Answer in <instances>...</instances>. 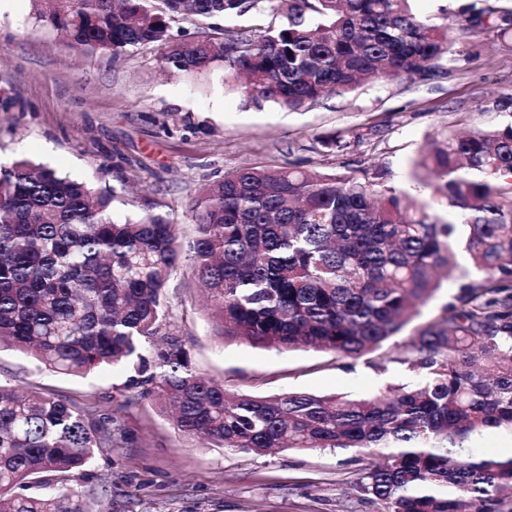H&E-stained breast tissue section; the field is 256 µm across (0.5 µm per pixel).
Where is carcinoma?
I'll use <instances>...</instances> for the list:
<instances>
[{
  "label": "carcinoma",
  "mask_w": 512,
  "mask_h": 512,
  "mask_svg": "<svg viewBox=\"0 0 512 512\" xmlns=\"http://www.w3.org/2000/svg\"><path fill=\"white\" fill-rule=\"evenodd\" d=\"M468 17L512 31V7L482 0ZM32 18L83 54L157 45L163 67L220 64L255 100L289 108L366 79H414L455 53L448 28L410 0H31ZM252 9L283 14L259 33L188 39L184 18ZM448 219L363 176L241 168L205 185L183 247L162 204L114 215L115 189L94 188L21 157L0 169V346L48 371L82 376L130 365L125 405L155 402L173 428L213 448L265 456L351 450L354 488L382 512H504L512 456L471 451L487 432L512 434V124L450 131L411 162ZM192 260L226 339L360 359L418 314L443 279L457 291L440 315L377 364L416 380L355 398L231 391L191 368L166 336L171 274ZM112 416L88 404L0 384V512H93L71 482L112 447ZM58 486L47 485L44 475Z\"/></svg>",
  "instance_id": "1"
}]
</instances>
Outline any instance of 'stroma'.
Wrapping results in <instances>:
<instances>
[{"label": "stroma", "mask_w": 512, "mask_h": 512, "mask_svg": "<svg viewBox=\"0 0 512 512\" xmlns=\"http://www.w3.org/2000/svg\"><path fill=\"white\" fill-rule=\"evenodd\" d=\"M472 0H413V11L444 25L456 52L438 75L368 81L344 95L288 109L253 102L217 67L169 73L157 47L120 56L85 55L35 23L30 0H0V166L21 155L104 188L124 186L117 212L151 199L172 211L183 240L189 208L204 185L253 166H299L362 175L384 169L388 185L410 193L416 154L446 129L490 130L512 123V37L493 23L469 27ZM279 16L250 11L220 20L180 19L187 38L214 28H265ZM342 136L343 150L322 146ZM122 163L123 173L113 170ZM163 335L182 341L193 370L248 394L288 391L373 396L410 374L376 367L377 354L339 359L328 351L256 347L219 334L190 261L173 272ZM128 367L83 378L51 373L34 359L0 349V383L93 400L111 414L115 447L96 455L77 488L93 512H380L354 488L357 464L339 449L254 456L206 448L180 436L151 401L124 406Z\"/></svg>", "instance_id": "stroma-1"}]
</instances>
